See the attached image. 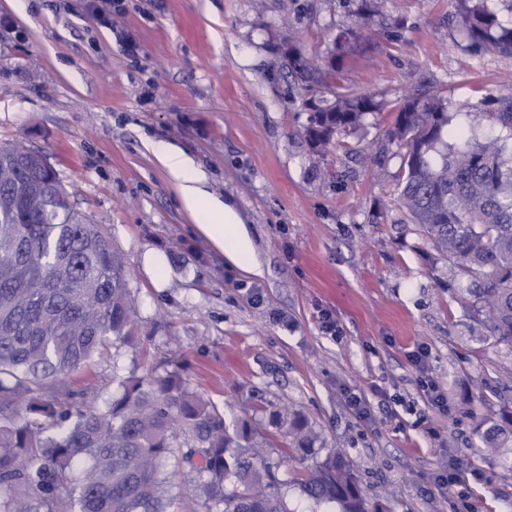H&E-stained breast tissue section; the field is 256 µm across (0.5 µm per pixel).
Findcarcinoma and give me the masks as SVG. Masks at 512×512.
<instances>
[{"label": "carcinoma", "mask_w": 512, "mask_h": 512, "mask_svg": "<svg viewBox=\"0 0 512 512\" xmlns=\"http://www.w3.org/2000/svg\"><path fill=\"white\" fill-rule=\"evenodd\" d=\"M462 23L470 47L512 54V24L489 0L465 8ZM288 60L305 80L319 75L332 95L311 103L306 137L314 152L378 111L366 95L331 90L339 68ZM498 103L461 106L500 132L485 143L451 126L446 105L431 95L406 98L386 135L401 149L400 206L469 281L463 294L512 348V95ZM137 330L124 258L73 207L43 156L1 145L0 512H190L172 493L180 467L195 473L192 493L206 512H288L247 423L227 418L176 369L115 370L101 405L51 394L102 351L117 357ZM489 422L486 447L511 448L512 414ZM284 436L301 459L315 454L319 437L302 414H292ZM300 488L339 512H380L339 453L315 461Z\"/></svg>", "instance_id": "carcinoma-1"}]
</instances>
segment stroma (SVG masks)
<instances>
[{
    "label": "stroma",
    "mask_w": 512,
    "mask_h": 512,
    "mask_svg": "<svg viewBox=\"0 0 512 512\" xmlns=\"http://www.w3.org/2000/svg\"><path fill=\"white\" fill-rule=\"evenodd\" d=\"M0 0V144L45 156L73 206L125 257L138 341L104 352L61 388L78 403L112 392V368L160 362L227 416L247 420L289 512H334L302 495L307 463L289 458L272 411L302 412L322 443L353 461L381 512H451L435 490L454 463L476 471L483 512H512V454L486 452V418L512 403V348L462 299L449 263L396 198L399 148L385 137L409 95L458 113L512 85V55H472L457 0ZM368 37L341 58L340 89L379 103L324 159L305 137L321 87L288 67L326 68L338 33ZM179 149L204 189L234 206L259 274L233 266L196 230L151 150ZM448 397L432 408L411 360ZM369 403L361 417L347 403Z\"/></svg>",
    "instance_id": "obj_1"
}]
</instances>
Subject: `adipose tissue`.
<instances>
[{
  "label": "adipose tissue",
  "mask_w": 512,
  "mask_h": 512,
  "mask_svg": "<svg viewBox=\"0 0 512 512\" xmlns=\"http://www.w3.org/2000/svg\"><path fill=\"white\" fill-rule=\"evenodd\" d=\"M153 152L175 183L182 205L200 233L231 263L246 272H257L251 239L234 207L205 195L181 153L164 144L154 145Z\"/></svg>",
  "instance_id": "1"
}]
</instances>
